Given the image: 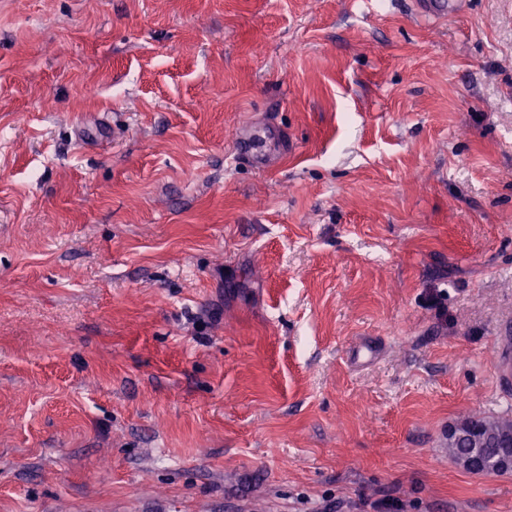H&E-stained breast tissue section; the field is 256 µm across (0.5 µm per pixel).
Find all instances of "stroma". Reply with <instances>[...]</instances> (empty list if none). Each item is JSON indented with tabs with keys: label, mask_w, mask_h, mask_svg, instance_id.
Instances as JSON below:
<instances>
[{
	"label": "stroma",
	"mask_w": 512,
	"mask_h": 512,
	"mask_svg": "<svg viewBox=\"0 0 512 512\" xmlns=\"http://www.w3.org/2000/svg\"><path fill=\"white\" fill-rule=\"evenodd\" d=\"M508 325L512 0H0V512H512ZM416 15L424 20H445L461 10L460 0H412ZM471 441L467 438L462 439L455 447L449 448L448 450L454 460H458L459 458L478 454L484 458V464L481 467L474 468L472 470H468L474 474H499L506 471H509L508 468H495L494 460L501 453L503 448H497L493 446L491 441L486 442L485 447L474 448L471 446Z\"/></svg>",
	"instance_id": "1"
}]
</instances>
